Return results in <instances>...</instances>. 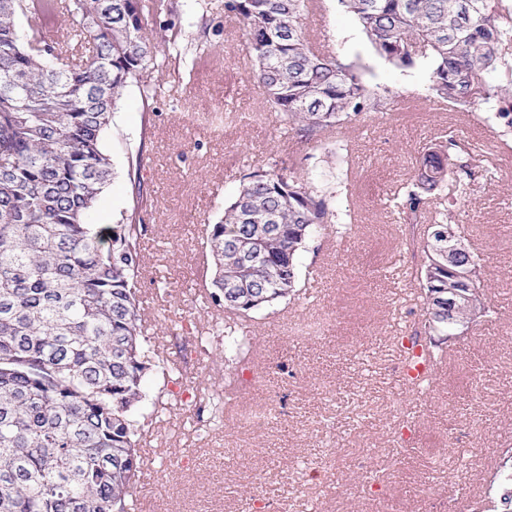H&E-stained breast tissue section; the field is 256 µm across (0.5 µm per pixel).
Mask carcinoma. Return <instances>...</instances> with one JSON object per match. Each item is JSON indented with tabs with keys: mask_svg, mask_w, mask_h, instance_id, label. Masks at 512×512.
I'll use <instances>...</instances> for the list:
<instances>
[{
	"mask_svg": "<svg viewBox=\"0 0 512 512\" xmlns=\"http://www.w3.org/2000/svg\"><path fill=\"white\" fill-rule=\"evenodd\" d=\"M310 0H224L242 23L281 125L307 140L385 108L362 66L312 47L303 20ZM358 20L373 52L392 66L429 73L431 96L461 111L487 108L512 136V0H336ZM161 41L182 55L170 0H158ZM72 17L68 42L39 22ZM28 21L20 31L17 19ZM92 44V54L80 53ZM141 0H0V512H130L140 469L138 410L151 364L142 336L138 272L146 231L138 193L117 224L88 216L112 179L102 137L122 91L159 95ZM494 173L451 135L423 154L394 198L408 219L435 211L419 237L422 331L409 337L424 360L437 336H456L490 312L482 258L461 235L455 207ZM333 193L285 168L244 175L207 243L215 270L206 288L242 322L288 297L297 258L317 227L346 231ZM443 228L448 238L433 230ZM470 306L448 318V289ZM512 506V470L490 483Z\"/></svg>",
	"mask_w": 512,
	"mask_h": 512,
	"instance_id": "cac0c4a2",
	"label": "carcinoma"
}]
</instances>
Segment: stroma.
Instances as JSON below:
<instances>
[{
    "label": "stroma",
    "instance_id": "stroma-1",
    "mask_svg": "<svg viewBox=\"0 0 512 512\" xmlns=\"http://www.w3.org/2000/svg\"><path fill=\"white\" fill-rule=\"evenodd\" d=\"M176 2L184 42L208 51L195 65L167 59L151 104L138 84L125 89L103 138L112 181L91 217L117 223L138 191L149 194L138 286L153 371L133 499L143 512H472L487 503L490 474L512 456V138L483 108L434 107L428 73L373 56L335 0H317L320 17L304 26L326 50L358 61L388 106L361 115L342 141L284 135L224 0ZM452 133L497 169L459 221L482 257L490 312L444 341L430 386L415 390L403 379L399 338L422 318L403 273L421 262L409 242L426 221L398 218L387 198ZM273 163L336 190L351 228L313 233L295 295L248 323L246 390L215 409L225 338H188L192 321L224 319L201 297L212 269L207 229L244 175ZM170 365L180 382L163 375ZM177 387L180 403L154 412L153 401Z\"/></svg>",
    "mask_w": 512,
    "mask_h": 512
}]
</instances>
